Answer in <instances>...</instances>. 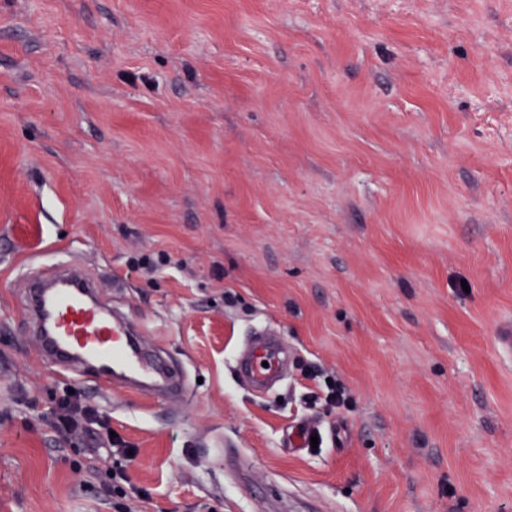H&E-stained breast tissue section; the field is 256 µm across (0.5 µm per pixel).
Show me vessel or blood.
Wrapping results in <instances>:
<instances>
[{
    "label": "vessel or blood",
    "instance_id": "obj_1",
    "mask_svg": "<svg viewBox=\"0 0 512 512\" xmlns=\"http://www.w3.org/2000/svg\"><path fill=\"white\" fill-rule=\"evenodd\" d=\"M29 311L40 349L50 361L80 367L100 383L120 380L133 387L181 392L178 373L141 345L137 330L99 300L89 281L68 273L53 279L51 287L32 286ZM287 359L279 344L259 338L241 359L240 369L263 387L279 377Z\"/></svg>",
    "mask_w": 512,
    "mask_h": 512
}]
</instances>
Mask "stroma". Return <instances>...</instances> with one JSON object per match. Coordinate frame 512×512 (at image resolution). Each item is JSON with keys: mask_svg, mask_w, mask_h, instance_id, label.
Here are the masks:
<instances>
[{"mask_svg": "<svg viewBox=\"0 0 512 512\" xmlns=\"http://www.w3.org/2000/svg\"><path fill=\"white\" fill-rule=\"evenodd\" d=\"M63 259L183 395L46 360ZM508 323L512 0H0V512H512ZM288 360V351L267 339H256L251 353L240 359V369L256 386L263 387L279 377L282 366ZM267 362V367L262 362ZM99 422L95 411L84 404L79 394L74 393L58 404L57 410L50 419V425L67 434L75 435L77 433L84 437L97 439L93 425Z\"/></svg>", "mask_w": 512, "mask_h": 512, "instance_id": "35a3bbf8", "label": "stroma"}]
</instances>
